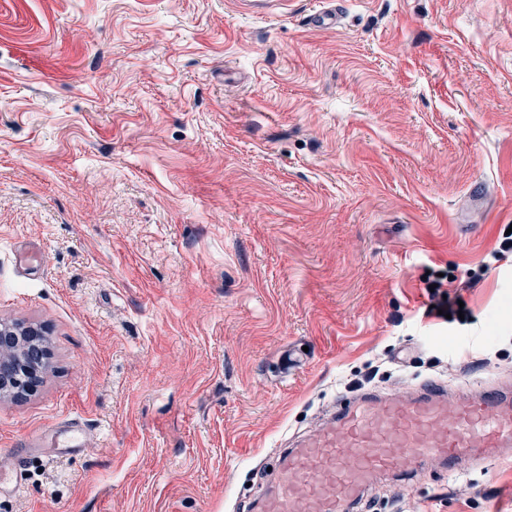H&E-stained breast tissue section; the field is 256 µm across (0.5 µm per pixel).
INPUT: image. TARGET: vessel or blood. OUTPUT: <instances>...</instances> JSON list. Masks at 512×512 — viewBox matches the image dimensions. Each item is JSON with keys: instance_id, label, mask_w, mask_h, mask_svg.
I'll return each instance as SVG.
<instances>
[{"instance_id": "obj_1", "label": "vessel or blood", "mask_w": 512, "mask_h": 512, "mask_svg": "<svg viewBox=\"0 0 512 512\" xmlns=\"http://www.w3.org/2000/svg\"><path fill=\"white\" fill-rule=\"evenodd\" d=\"M512 449V387L473 394L425 383L403 397L361 392L342 399L284 449L257 512H357L386 475L413 479L436 459L449 473L466 460Z\"/></svg>"}]
</instances>
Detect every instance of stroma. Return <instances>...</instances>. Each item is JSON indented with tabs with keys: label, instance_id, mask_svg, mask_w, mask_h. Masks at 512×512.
Masks as SVG:
<instances>
[{
	"label": "stroma",
	"instance_id": "stroma-1",
	"mask_svg": "<svg viewBox=\"0 0 512 512\" xmlns=\"http://www.w3.org/2000/svg\"><path fill=\"white\" fill-rule=\"evenodd\" d=\"M0 0V512H251L368 388L512 382V0ZM470 319L428 315L430 267ZM85 424V447L28 438ZM377 512H512V460L380 480ZM43 331L0 322V397H23L46 369Z\"/></svg>",
	"mask_w": 512,
	"mask_h": 512
}]
</instances>
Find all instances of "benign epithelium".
I'll return each instance as SVG.
<instances>
[{
  "instance_id": "benign-epithelium-1",
  "label": "benign epithelium",
  "mask_w": 512,
  "mask_h": 512,
  "mask_svg": "<svg viewBox=\"0 0 512 512\" xmlns=\"http://www.w3.org/2000/svg\"><path fill=\"white\" fill-rule=\"evenodd\" d=\"M43 331L0 322V397H22L46 369Z\"/></svg>"
}]
</instances>
